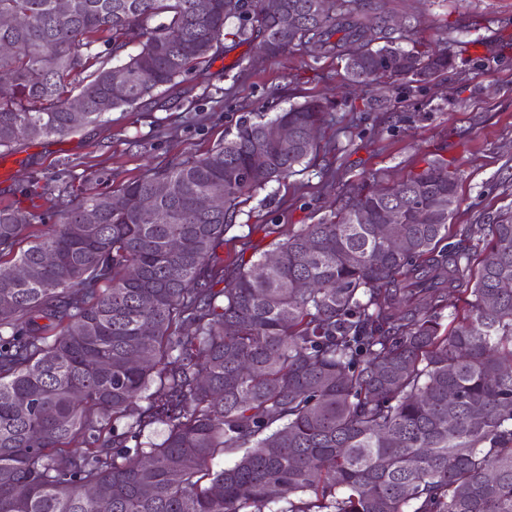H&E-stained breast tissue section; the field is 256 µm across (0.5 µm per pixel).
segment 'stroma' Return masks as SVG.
I'll return each instance as SVG.
<instances>
[{
	"label": "stroma",
	"mask_w": 512,
	"mask_h": 512,
	"mask_svg": "<svg viewBox=\"0 0 512 512\" xmlns=\"http://www.w3.org/2000/svg\"><path fill=\"white\" fill-rule=\"evenodd\" d=\"M394 15L416 19L410 42L453 37L455 65L430 83L378 86L353 93L328 112L309 163L269 183L241 206L219 255L236 267L268 250L281 229L321 219L342 185L382 169L391 180L447 158L461 204L452 221L480 227L512 208V0H383ZM237 19L203 72L164 93L161 107L119 108L68 134L19 142L0 160L14 171L0 179V207L57 223L55 185L88 196L116 191L150 168L198 157L268 97L280 107L335 98L342 62L305 50L271 59L237 37Z\"/></svg>",
	"instance_id": "1"
}]
</instances>
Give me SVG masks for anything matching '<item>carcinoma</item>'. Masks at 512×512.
<instances>
[{
	"label": "carcinoma",
	"instance_id": "carcinoma-1",
	"mask_svg": "<svg viewBox=\"0 0 512 512\" xmlns=\"http://www.w3.org/2000/svg\"><path fill=\"white\" fill-rule=\"evenodd\" d=\"M70 2L61 15L56 0H0L13 21L0 28V150L155 102L209 63L232 17L270 57H340L349 86L452 66L446 38L403 48L413 16L397 30L375 0L326 13L316 0ZM292 10L303 22L288 30L278 16ZM330 108L244 121L126 185L122 208L62 186L59 223L24 247L36 216L0 209V512H97L101 498L112 512H512V214L452 242L458 180L435 158L339 191L329 217L282 231L247 267L219 257L242 198L317 151L308 129ZM283 122L294 141L262 137ZM158 183L169 192L151 222L139 200ZM208 194L219 209L197 207ZM391 208L398 224L379 223ZM224 455L234 465L211 469Z\"/></svg>",
	"mask_w": 512,
	"mask_h": 512
}]
</instances>
